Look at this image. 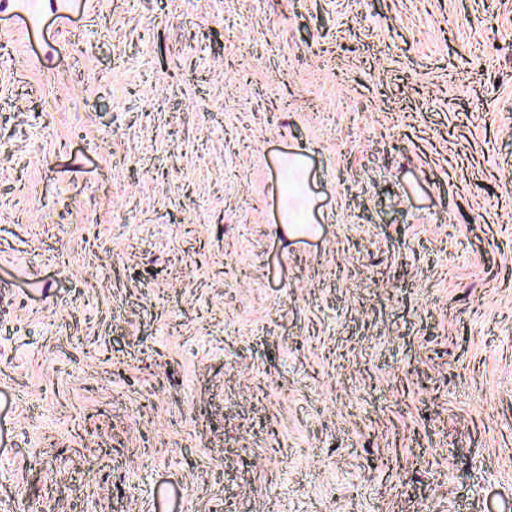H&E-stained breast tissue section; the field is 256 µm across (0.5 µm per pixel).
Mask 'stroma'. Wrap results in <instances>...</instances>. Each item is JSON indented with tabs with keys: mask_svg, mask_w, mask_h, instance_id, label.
I'll use <instances>...</instances> for the list:
<instances>
[{
	"mask_svg": "<svg viewBox=\"0 0 512 512\" xmlns=\"http://www.w3.org/2000/svg\"><path fill=\"white\" fill-rule=\"evenodd\" d=\"M0 512H512V0H0Z\"/></svg>",
	"mask_w": 512,
	"mask_h": 512,
	"instance_id": "35a3bbf8",
	"label": "stroma"
}]
</instances>
